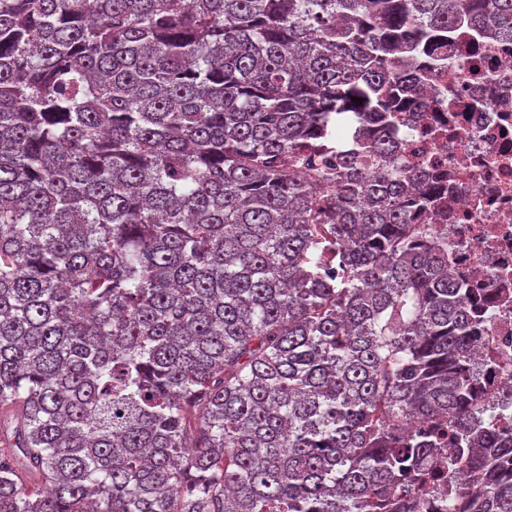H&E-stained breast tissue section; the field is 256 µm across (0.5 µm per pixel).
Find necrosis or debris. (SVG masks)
<instances>
[{"label": "necrosis or debris", "mask_w": 512, "mask_h": 512, "mask_svg": "<svg viewBox=\"0 0 512 512\" xmlns=\"http://www.w3.org/2000/svg\"><path fill=\"white\" fill-rule=\"evenodd\" d=\"M448 68L434 86L448 89L447 105L433 110L431 135L400 132L404 155L438 160L448 175V207L435 235L448 244V270L464 287L493 298L473 359L487 425L512 424V41L475 40L457 30ZM495 96L488 110L474 103Z\"/></svg>", "instance_id": "4bbe7bcc"}]
</instances>
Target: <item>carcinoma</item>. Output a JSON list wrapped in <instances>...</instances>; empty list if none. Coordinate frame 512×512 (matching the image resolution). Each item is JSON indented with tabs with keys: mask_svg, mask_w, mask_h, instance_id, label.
<instances>
[{
	"mask_svg": "<svg viewBox=\"0 0 512 512\" xmlns=\"http://www.w3.org/2000/svg\"><path fill=\"white\" fill-rule=\"evenodd\" d=\"M462 22L512 0H0V512H512L396 153Z\"/></svg>",
	"mask_w": 512,
	"mask_h": 512,
	"instance_id": "cac0c4a2",
	"label": "carcinoma"
}]
</instances>
